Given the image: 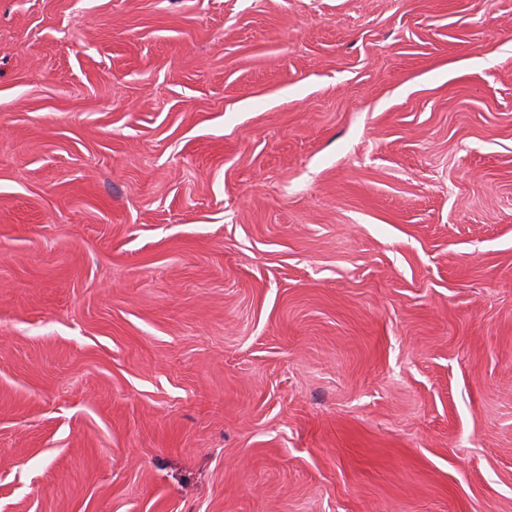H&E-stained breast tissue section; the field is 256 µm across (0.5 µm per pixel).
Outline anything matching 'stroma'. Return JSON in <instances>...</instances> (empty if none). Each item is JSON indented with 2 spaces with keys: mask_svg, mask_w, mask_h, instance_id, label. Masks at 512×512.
Wrapping results in <instances>:
<instances>
[{
  "mask_svg": "<svg viewBox=\"0 0 512 512\" xmlns=\"http://www.w3.org/2000/svg\"><path fill=\"white\" fill-rule=\"evenodd\" d=\"M0 512H512V0H0Z\"/></svg>",
  "mask_w": 512,
  "mask_h": 512,
  "instance_id": "obj_1",
  "label": "stroma"
}]
</instances>
